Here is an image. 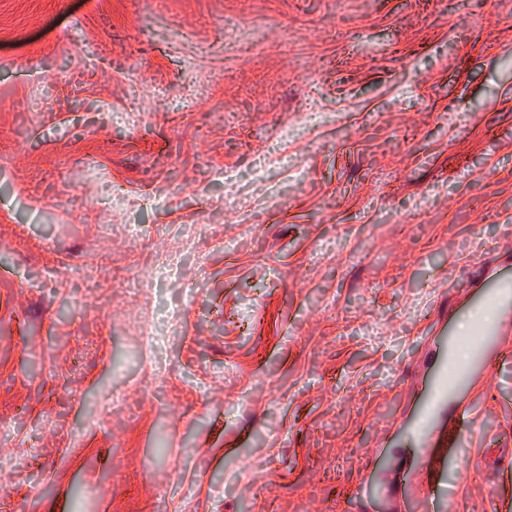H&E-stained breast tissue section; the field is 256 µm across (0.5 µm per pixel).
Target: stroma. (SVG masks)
<instances>
[{"instance_id":"stroma-1","label":"stroma","mask_w":512,"mask_h":512,"mask_svg":"<svg viewBox=\"0 0 512 512\" xmlns=\"http://www.w3.org/2000/svg\"><path fill=\"white\" fill-rule=\"evenodd\" d=\"M488 275L512 0H0V512H512ZM468 345L472 352L470 363L456 366L448 362V352L456 346V341L452 338L446 341V357L442 358L434 374L432 396L419 407L413 428L423 429L430 422L437 400L463 392L475 373L489 372L505 353H511L506 330L494 323L478 325Z\"/></svg>"}]
</instances>
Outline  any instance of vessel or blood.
<instances>
[{
  "label": "vessel or blood",
  "instance_id": "b4317fda",
  "mask_svg": "<svg viewBox=\"0 0 512 512\" xmlns=\"http://www.w3.org/2000/svg\"><path fill=\"white\" fill-rule=\"evenodd\" d=\"M478 301L496 309L511 307L512 282L483 284ZM468 345L472 352L468 365L458 366L445 359L439 363L433 377L432 397L420 406L415 428H424L430 422L436 400L463 392L475 373L490 371L505 353L512 351V341L507 339L505 329L493 323L477 326Z\"/></svg>",
  "mask_w": 512,
  "mask_h": 512
}]
</instances>
